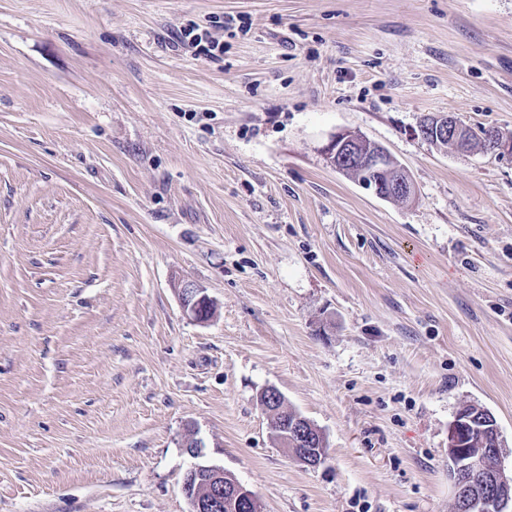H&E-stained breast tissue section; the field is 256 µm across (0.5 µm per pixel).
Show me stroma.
Wrapping results in <instances>:
<instances>
[{"instance_id":"35a3bbf8","label":"stroma","mask_w":512,"mask_h":512,"mask_svg":"<svg viewBox=\"0 0 512 512\" xmlns=\"http://www.w3.org/2000/svg\"><path fill=\"white\" fill-rule=\"evenodd\" d=\"M448 113L512 138V0H0V512H189L196 462L259 512H454L466 404L512 475V158L416 135ZM341 129L413 203L327 163ZM177 41L184 48H191L194 56L216 58L224 53V42L212 36L209 32L196 34L193 29L184 30L177 36ZM322 152L336 170L356 172L358 182L378 197L404 202L414 199L415 188L408 173L384 147L361 134L348 129L336 131ZM178 295L183 313L189 318L205 322L214 313V303L206 289L192 280H184L178 287ZM270 430L282 447L299 462L317 466L325 459L326 441L321 431L307 418L289 409L276 388H265L259 395Z\"/></svg>"}]
</instances>
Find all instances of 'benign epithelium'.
<instances>
[{
    "mask_svg": "<svg viewBox=\"0 0 512 512\" xmlns=\"http://www.w3.org/2000/svg\"><path fill=\"white\" fill-rule=\"evenodd\" d=\"M418 135L426 140L446 139L468 148L477 142L484 151L512 157V142L502 141L492 127H472L448 115L437 123L421 124ZM328 162L339 171L358 174V182L380 198L408 202L415 188L408 173L389 152L361 134L343 129L330 135L322 147ZM183 313L205 322L214 313L206 288L192 280L178 287ZM270 430L282 447L299 462L317 466L325 459L326 441L307 418L288 408L281 392L265 388L259 395ZM500 456V433L494 424L461 409L448 430V476L455 490L459 512H509L512 506V476L492 460ZM191 471L207 476L204 497L190 500L192 512H250L256 507L253 493L224 469L196 464Z\"/></svg>",
    "mask_w": 512,
    "mask_h": 512,
    "instance_id": "1",
    "label": "benign epithelium"
}]
</instances>
